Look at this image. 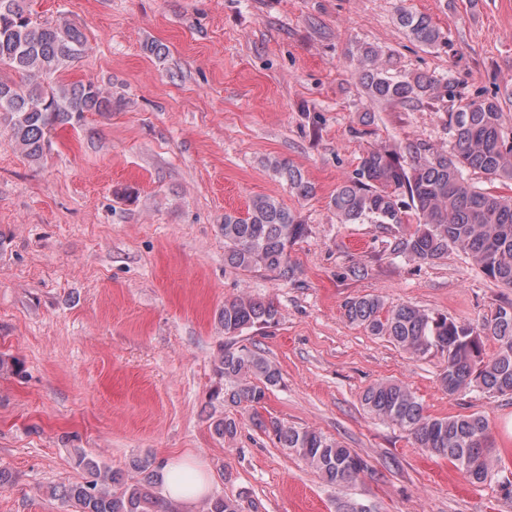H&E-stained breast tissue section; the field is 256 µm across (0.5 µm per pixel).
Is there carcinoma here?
<instances>
[{
    "label": "carcinoma",
    "instance_id": "1",
    "mask_svg": "<svg viewBox=\"0 0 512 512\" xmlns=\"http://www.w3.org/2000/svg\"><path fill=\"white\" fill-rule=\"evenodd\" d=\"M397 22L422 46L434 47L441 39L426 14L400 7ZM86 45L84 29L34 19L28 0H0V67L18 76L0 78V123L9 128L15 147L33 162L44 157L55 125L78 123L87 113H109L117 104L112 92L92 82L54 83V76L79 58ZM357 61L355 76L372 104H429L451 95V81L444 75H392L374 47H359ZM446 126V150L412 142L401 152L387 147L368 150L356 176L331 196L330 207L342 224L400 226L413 214L416 228L401 239L403 253L432 262L457 248L489 279L512 288V195L478 187L466 177L473 171L491 182L512 184V129L506 125L501 102L493 95L461 103L448 113ZM267 166L297 196H314L313 184L287 160L269 158ZM223 231L229 267L273 272L284 281L295 277L290 250L308 228L276 199L256 196L244 213L224 214ZM278 315L272 299L235 298L224 302L219 320L224 335L236 337L246 329L275 324ZM343 316L411 356H444L439 383L450 396L474 388L512 395V302L497 305L474 324L432 316L410 305L390 306L381 296L368 294L348 299ZM487 341L497 346L489 358ZM217 372L224 377V386L211 398L222 399L226 407L252 410L255 426L272 431L281 447L305 460L326 482L354 481L368 470L366 461L340 442L315 430L267 421L258 413L267 392L281 380L279 368L261 350L227 344ZM361 403L368 413L406 430L416 447L451 461L471 482L492 477V441L483 416L434 417L415 392L398 381L368 387ZM213 428L228 439L238 432L236 420L227 414L213 421ZM75 456L83 480L61 492L71 512H166L162 464L154 459L132 461L139 478L129 481L81 448L75 449ZM205 512L244 510L237 500L213 496Z\"/></svg>",
    "mask_w": 512,
    "mask_h": 512
}]
</instances>
